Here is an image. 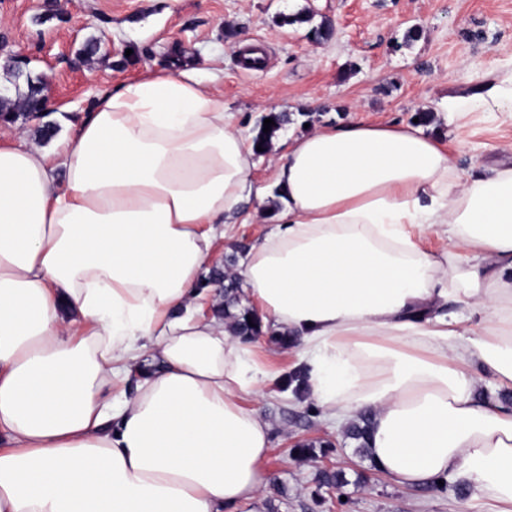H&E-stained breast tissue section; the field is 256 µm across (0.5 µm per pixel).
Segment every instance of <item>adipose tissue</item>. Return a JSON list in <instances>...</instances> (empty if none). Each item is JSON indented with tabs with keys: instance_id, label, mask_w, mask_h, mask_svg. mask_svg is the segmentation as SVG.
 I'll return each instance as SVG.
<instances>
[{
	"instance_id": "adipose-tissue-1",
	"label": "adipose tissue",
	"mask_w": 512,
	"mask_h": 512,
	"mask_svg": "<svg viewBox=\"0 0 512 512\" xmlns=\"http://www.w3.org/2000/svg\"><path fill=\"white\" fill-rule=\"evenodd\" d=\"M442 111L512 118V91ZM254 156L188 67L113 88L54 148L0 140V512L258 500L271 426L241 399L269 374L198 305L249 197L275 226L242 264L249 306L297 337L317 403L370 416L396 484L459 482L512 512V405L477 398L512 389V164L464 178L423 126L359 120L291 138L270 187Z\"/></svg>"
}]
</instances>
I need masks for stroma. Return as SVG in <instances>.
I'll return each instance as SVG.
<instances>
[{"instance_id":"1","label":"stroma","mask_w":512,"mask_h":512,"mask_svg":"<svg viewBox=\"0 0 512 512\" xmlns=\"http://www.w3.org/2000/svg\"><path fill=\"white\" fill-rule=\"evenodd\" d=\"M300 13L308 21L289 23ZM325 23L331 36L313 38ZM413 26L423 35L409 43ZM91 39L99 50L89 57L83 47ZM246 40L264 53L260 69L241 61ZM0 53L19 56L24 72L53 99L44 117H18L0 134L19 131L46 148L102 92L154 69L187 65L215 77L225 110L247 135L280 108L291 121L272 150L255 159L254 183L261 186L289 137L306 128L353 119L409 124L422 106L440 107L479 84L512 87V0H0ZM467 138L455 154L458 172L486 171L493 149L512 151V122L474 120ZM271 229L263 215H248L233 238L216 240L211 270L241 260ZM252 347L260 356L277 353L264 396L243 398L273 435L259 512H487L455 483L397 485L358 453L345 428L327 420L311 393L281 390V377L300 365L295 347L267 335ZM306 445L313 454H300ZM336 470L345 484L322 487L321 473Z\"/></svg>"}]
</instances>
